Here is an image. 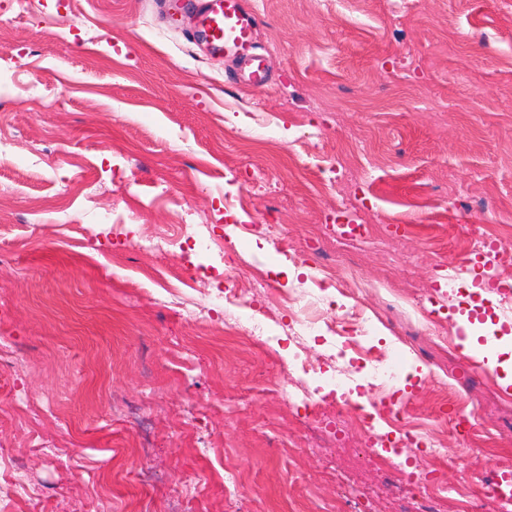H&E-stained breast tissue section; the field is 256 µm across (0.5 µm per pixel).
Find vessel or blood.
Instances as JSON below:
<instances>
[{"label": "vessel or blood", "instance_id": "b4317fda", "mask_svg": "<svg viewBox=\"0 0 512 512\" xmlns=\"http://www.w3.org/2000/svg\"><path fill=\"white\" fill-rule=\"evenodd\" d=\"M256 15L245 0H201L195 13L194 33L208 51L237 60L247 73L249 85L267 83L265 58L255 46Z\"/></svg>", "mask_w": 512, "mask_h": 512}]
</instances>
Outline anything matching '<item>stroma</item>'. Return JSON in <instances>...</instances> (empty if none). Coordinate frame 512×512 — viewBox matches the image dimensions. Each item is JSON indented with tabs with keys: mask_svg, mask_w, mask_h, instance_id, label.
I'll return each mask as SVG.
<instances>
[{
	"mask_svg": "<svg viewBox=\"0 0 512 512\" xmlns=\"http://www.w3.org/2000/svg\"><path fill=\"white\" fill-rule=\"evenodd\" d=\"M247 2L263 88L162 0H0V336L16 350L0 360V453L43 487L35 512H93L102 495L116 512H286L301 489L312 508H412L375 473L356 487L332 473L335 444L364 437L315 447L260 395L287 370L219 343L216 322H185L150 281L197 267L188 299L206 305L237 253L281 290L311 287L328 224L375 228L337 268L338 299L402 356L399 402L458 458L448 487L512 459L500 265L468 253L476 224L512 247V0ZM184 206L223 253L134 250L141 225L178 223ZM251 224L276 225L293 254ZM31 406L42 445L73 448L74 465L29 452L9 413ZM228 466L243 476L230 493ZM142 470L154 481L131 482Z\"/></svg>",
	"mask_w": 512,
	"mask_h": 512,
	"instance_id": "35a3bbf8",
	"label": "stroma"
}]
</instances>
